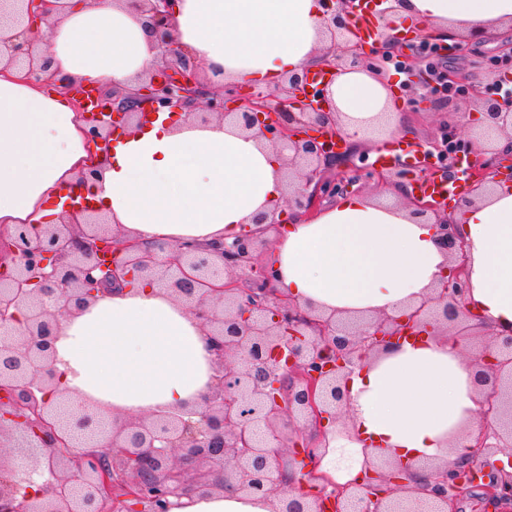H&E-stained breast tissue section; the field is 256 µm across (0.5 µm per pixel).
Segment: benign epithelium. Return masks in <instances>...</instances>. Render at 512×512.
I'll return each mask as SVG.
<instances>
[{
    "label": "benign epithelium",
    "mask_w": 512,
    "mask_h": 512,
    "mask_svg": "<svg viewBox=\"0 0 512 512\" xmlns=\"http://www.w3.org/2000/svg\"><path fill=\"white\" fill-rule=\"evenodd\" d=\"M174 0H133L147 15L159 50L158 73L133 91L98 95L85 135L92 154L111 146L117 124L131 127L146 113L164 108L185 112L200 123L214 116L232 121L263 143L288 150V207L275 202L253 218L280 224L285 210L314 214L324 201L348 191L357 178L336 179L330 171L345 165L353 148H340L344 136L322 85L313 73L288 77L281 97L213 91L200 82L199 64L174 45ZM325 2L322 24L330 37L327 66L383 70L390 48L374 56L347 45L355 14ZM59 0H0V62L21 63L26 75L41 80L49 51L28 37L32 18L58 7ZM412 107L423 111L431 91L413 80ZM206 100V111L193 108ZM483 110L482 126L467 142L474 156L465 170L467 193L453 195L467 207L489 194L499 178L512 181V106L498 95L474 97ZM448 157L446 180L456 168V128L444 125L423 153ZM414 214L434 219L449 266L433 293L412 311L372 317L359 329L332 316L312 314L274 286L272 268L259 262L266 240L246 231L230 242L201 248L191 242L140 250L98 212L70 200L69 219L43 235L21 228L9 246L13 259L0 265V325L12 326L27 312L23 327L0 341V512H110L121 497L146 501L147 512H170V498L193 486L209 494L230 487L276 502L275 512H458V501L473 491L468 473L484 477L482 499L493 506L512 504V453L508 466L490 471L473 465L490 448L512 447V327L492 331V343L473 360L478 388H487L485 415L498 425L482 430L469 452L451 467L437 468L410 488L399 472L383 464L362 481L322 487L313 493L295 487L287 468L316 456L326 426L347 404L340 380L394 340L459 330L479 335L469 323L468 244L448 209L412 201ZM167 251V262L156 252ZM151 280L202 320L216 364L211 394L193 407L116 418L112 444L92 449L75 442L93 436L97 409L66 419V396L58 387L53 344L61 321L99 295L134 280ZM301 441L285 451L286 429Z\"/></svg>",
    "instance_id": "1"
}]
</instances>
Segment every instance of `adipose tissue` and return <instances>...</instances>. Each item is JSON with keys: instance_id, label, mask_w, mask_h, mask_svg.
<instances>
[{"instance_id": "ef3b65f1", "label": "adipose tissue", "mask_w": 512, "mask_h": 512, "mask_svg": "<svg viewBox=\"0 0 512 512\" xmlns=\"http://www.w3.org/2000/svg\"><path fill=\"white\" fill-rule=\"evenodd\" d=\"M32 36L50 69L89 85L136 87L156 67L145 18L128 0H61ZM320 0H177L174 42L203 77L274 89L320 64L328 45ZM400 17L443 32L512 22V0H403ZM326 92L344 131L364 147L382 117L400 114L384 80L339 70ZM84 121L68 99L19 69L0 71V232H42L62 221L58 194L73 193L146 245L233 240L282 189L279 154L235 128L161 114L129 129L103 173L81 180ZM470 244L474 323L512 324V188L495 186L454 213ZM277 287L302 308L370 317L419 302L446 262L432 225L410 209L364 193L336 199L314 219L265 231ZM470 340L453 333L401 341L355 369L346 422L320 442L317 472L344 483L385 455L414 468L450 466L486 427ZM60 387L73 408L96 406L104 421L201 403L214 360L200 320L164 290L141 283L99 297L65 320L54 345ZM273 500L227 490L176 500L171 512H273Z\"/></svg>"}]
</instances>
